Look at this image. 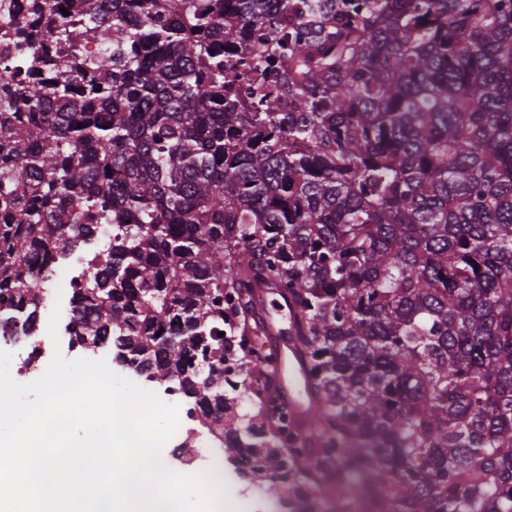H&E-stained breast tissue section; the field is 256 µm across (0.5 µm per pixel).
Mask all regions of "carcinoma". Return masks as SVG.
I'll use <instances>...</instances> for the list:
<instances>
[{"instance_id":"1","label":"carcinoma","mask_w":512,"mask_h":512,"mask_svg":"<svg viewBox=\"0 0 512 512\" xmlns=\"http://www.w3.org/2000/svg\"><path fill=\"white\" fill-rule=\"evenodd\" d=\"M0 40L1 329L110 224L69 335L289 512H512V0H0ZM270 290L314 403L286 430L269 359L224 378ZM69 301L68 299L65 301H61V316L59 320V326H58V334H59V340H60V346L62 354L67 359H77V358H85L90 360H97L104 358L109 367L118 375L125 377L138 385L155 392L160 398H162L164 401L169 403H174L178 405V416L182 413H185L186 410H188L192 405L188 401L187 398H185L182 394L170 396L168 394L172 393L171 388H169L167 385H160L158 383H152L147 382L142 378L137 377L133 373L129 372L128 370L133 371L138 376H144V372H142L140 369H138L136 366L130 364L129 362L122 361L118 358V365L113 361V350L110 346H106L105 348L99 350L97 354H93L91 351L84 352L80 350L79 348L75 350L70 349V336L65 332V326L69 322L68 317V311H69ZM123 367V368H122ZM125 368V369H124ZM128 369V370H126ZM167 386V387H166ZM166 387V388H165ZM168 394H166V393Z\"/></svg>"}]
</instances>
